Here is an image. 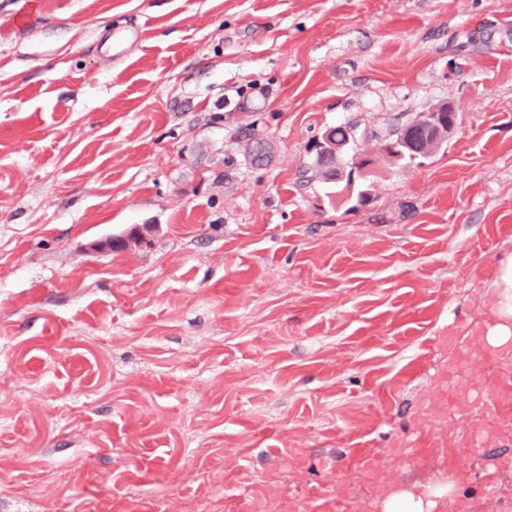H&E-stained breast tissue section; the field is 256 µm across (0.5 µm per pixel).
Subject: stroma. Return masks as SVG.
<instances>
[{
    "label": "stroma",
    "mask_w": 512,
    "mask_h": 512,
    "mask_svg": "<svg viewBox=\"0 0 512 512\" xmlns=\"http://www.w3.org/2000/svg\"><path fill=\"white\" fill-rule=\"evenodd\" d=\"M511 259L512 0H0V512H512V437L428 399ZM445 112H448V116L451 115L449 112H454L453 107L448 102L438 104L426 112L419 113L414 119L404 124L395 141L382 146L383 150L390 153L396 160L412 157L413 161H415L430 157L442 148L445 141L438 142L433 150L428 152L424 145V140L418 137L417 132L422 130L421 125L434 127L444 122ZM412 159L409 158L407 160L411 162ZM332 129L333 134L336 135V140L341 142L347 140L348 137L351 138V131H354V129L348 125H336V127ZM336 140L331 136L330 131H327L316 143V145H318L317 155L322 159L319 164V170L323 177L330 178L337 183L346 180V182L350 183L351 187L355 172H360L365 167L353 166L352 169L346 173L345 170L337 164V160L342 153L350 151L352 147L351 145L347 146V144H338ZM334 159L335 164L331 163ZM383 512H425L424 500L409 493L389 498L382 506Z\"/></svg>",
    "instance_id": "35a3bbf8"
}]
</instances>
